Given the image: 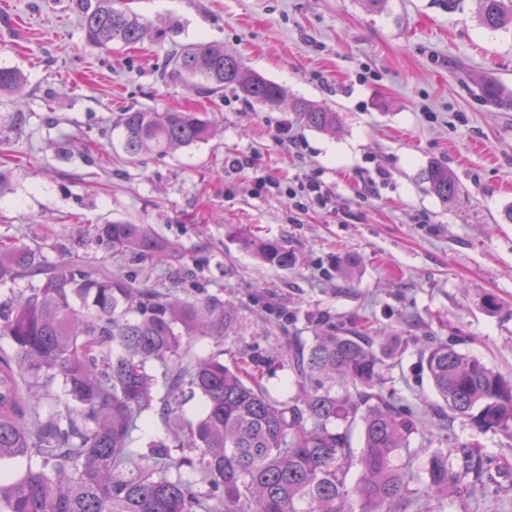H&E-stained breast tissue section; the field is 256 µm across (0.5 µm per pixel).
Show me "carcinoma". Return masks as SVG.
<instances>
[{"mask_svg": "<svg viewBox=\"0 0 512 512\" xmlns=\"http://www.w3.org/2000/svg\"><path fill=\"white\" fill-rule=\"evenodd\" d=\"M480 24L512 25V0H476ZM86 41L106 48L164 38L177 24L151 30L119 0H76ZM170 74L202 95L231 88L247 102L277 106L284 90L220 46L191 43L166 62ZM24 75L0 68V97ZM304 126L329 133L339 113L305 98L292 101ZM123 152L137 161L212 137L195 112L130 109L114 124ZM428 190L451 202L461 193L452 171L432 162ZM97 240L119 253L163 261L167 246L140 224H102ZM261 260L294 264L283 241L247 240ZM35 284L17 292L16 281ZM168 276L147 285L136 273L109 272L73 260L48 262L28 247L0 248V464L28 461L12 477L0 470V512H392L422 478L425 507L483 484L491 459L477 440L450 434L445 447H413L422 433L417 412L382 391L393 356L386 336L316 330L296 357L303 398L272 399L242 367L196 358L181 362L185 338L228 336L238 313L215 297L173 296ZM432 385L453 415L478 432L512 430V380L480 358L446 343L424 357ZM60 380L63 397L41 405L39 392ZM204 398L199 417L167 427L131 447L132 434L157 412L181 411L184 388ZM360 427V446L352 434ZM198 450L197 459L172 449ZM426 452L423 474L414 470ZM358 469L350 481L352 469Z\"/></svg>", "mask_w": 512, "mask_h": 512, "instance_id": "obj_1", "label": "carcinoma"}]
</instances>
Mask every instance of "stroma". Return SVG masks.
I'll return each instance as SVG.
<instances>
[{
	"mask_svg": "<svg viewBox=\"0 0 512 512\" xmlns=\"http://www.w3.org/2000/svg\"><path fill=\"white\" fill-rule=\"evenodd\" d=\"M0 12V68L25 86L0 103V247L40 250L151 277L177 272L174 294L235 305L232 336H195L187 358L216 357L262 376L273 398L298 386L287 356L316 323L388 333L386 393L421 413L425 445L479 438L493 465L484 495L436 512H512V432L477 433L436 396L421 357L434 342L512 379V108L481 80L512 91V28L484 29L475 0H124L175 34L87 45L71 0H11ZM204 41L282 86L278 107L232 91L206 98L164 74L176 45ZM340 112L336 132L305 128L289 102ZM203 113L205 143L129 160L112 122L126 109ZM289 135H281L280 124ZM242 159L239 167L231 159ZM433 161L459 179L445 202L420 178ZM318 176L327 207L299 202ZM270 177L279 189L260 186ZM142 224L169 248L163 263L116 259L97 225ZM287 242L296 262L263 263L242 238ZM361 259L344 279L347 256ZM282 357H268L271 348Z\"/></svg>",
	"mask_w": 512,
	"mask_h": 512,
	"instance_id": "35a3bbf8",
	"label": "stroma"
}]
</instances>
